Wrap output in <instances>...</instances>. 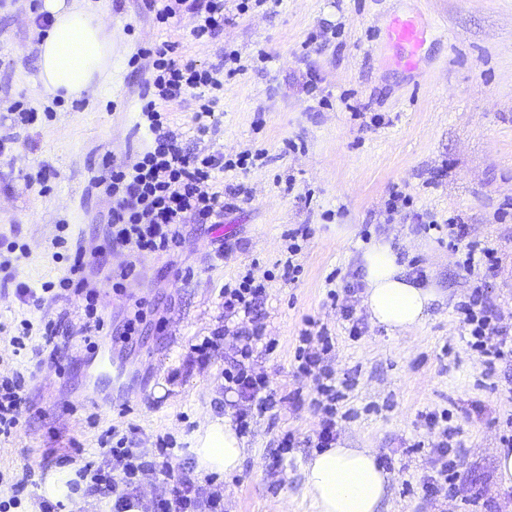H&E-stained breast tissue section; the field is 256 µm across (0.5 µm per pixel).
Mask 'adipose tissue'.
Returning a JSON list of instances; mask_svg holds the SVG:
<instances>
[{"label":"adipose tissue","mask_w":512,"mask_h":512,"mask_svg":"<svg viewBox=\"0 0 512 512\" xmlns=\"http://www.w3.org/2000/svg\"><path fill=\"white\" fill-rule=\"evenodd\" d=\"M42 11L51 19L38 46L44 91L65 100L88 95L112 73V33L101 6L93 0H43ZM362 266L363 304L374 325L394 335L429 318L436 289L409 279L388 245L368 246ZM198 448L204 471L228 476L240 470L245 456V440L227 418L209 424ZM303 476L314 512H378L389 483L374 449L340 445L314 452Z\"/></svg>","instance_id":"adipose-tissue-1"}]
</instances>
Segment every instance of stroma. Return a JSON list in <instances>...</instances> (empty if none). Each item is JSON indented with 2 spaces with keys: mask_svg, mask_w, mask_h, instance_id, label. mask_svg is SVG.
Returning a JSON list of instances; mask_svg holds the SVG:
<instances>
[{
  "mask_svg": "<svg viewBox=\"0 0 512 512\" xmlns=\"http://www.w3.org/2000/svg\"><path fill=\"white\" fill-rule=\"evenodd\" d=\"M240 2L224 0L223 34L197 41L188 20L159 28L146 0H106L112 80L65 101L39 83L42 31L29 0H0V137L11 139L0 155V378L26 373L30 400L21 430L0 438V502L26 476L31 483L14 512H41L46 499L62 501L65 512H110L111 500L66 482L82 458L98 457L104 431L131 426L134 448L146 455L157 437H170L196 484L223 493L224 512H312L301 469L315 451L321 411L312 380L294 367L312 317L336 338L331 365L344 384L338 443L377 449L389 462L380 512H512V486L494 480L496 450L512 436V360L486 369L456 311L483 284L512 329V0H264L246 12ZM397 16L428 31L413 70L388 37ZM159 39L177 42L209 69L238 56L240 73L219 75L208 133H196L194 99L168 110L191 152L233 159L247 151L257 161L225 173V184L242 185L249 196L225 213L218 231L189 224L170 255L135 262L120 250L108 254L106 269H91L105 331H120L134 303L147 315L132 342L101 343L112 355V374L103 377L87 359L79 297L62 290L34 307L15 288L62 276L58 233L80 241L87 259L97 257L112 202L91 192L90 181L104 155L132 164L150 140L137 125L150 70L136 53ZM18 100L36 111L34 123L14 124L9 107ZM396 191L408 202L388 208ZM421 220L468 225L467 242L494 250L498 270L467 271V243L451 248L437 228L417 232ZM302 225L310 235L296 258L302 271L290 282L282 277L288 232ZM220 236L233 246L218 260ZM371 242L389 243L408 273L423 270L442 293L411 332L390 336L371 324L351 338L327 297L361 281ZM131 262L136 272L115 294L112 273ZM248 273L266 284L261 313L273 345L255 352L253 368L268 377L276 405L245 432L239 472L201 474L197 435L208 419L238 408L224 381L234 341H219L204 364L192 347L223 329L220 291ZM57 318L72 360L62 376L16 356L12 342L21 321L37 328ZM97 386L125 393L127 415L89 399ZM296 390L302 403L288 400ZM426 412L446 413L459 443L455 488L432 500L420 484L438 466V433L426 426ZM287 432L297 446L273 464Z\"/></svg>",
  "mask_w": 512,
  "mask_h": 512,
  "instance_id": "stroma-1",
  "label": "stroma"
}]
</instances>
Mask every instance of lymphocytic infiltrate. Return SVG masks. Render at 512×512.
Instances as JSON below:
<instances>
[{"label":"lymphocytic infiltrate","mask_w":512,"mask_h":512,"mask_svg":"<svg viewBox=\"0 0 512 512\" xmlns=\"http://www.w3.org/2000/svg\"><path fill=\"white\" fill-rule=\"evenodd\" d=\"M183 12L193 20L190 34L195 40L215 38L224 30V0H162L155 18L165 24ZM140 54L150 59L153 69L147 82L153 98L141 108V118L153 137V144L131 165L114 157L106 158L102 173L92 182L93 188L112 201L106 248L125 249L138 258L174 251L184 238L183 228L188 222L222 223L225 211L237 207L243 191L237 188L223 192L217 185V175L236 167H247L249 161L245 154L237 160L226 161L183 151L166 103L184 98L193 90L218 87L219 81L211 70L198 67L182 55L176 42L162 40L141 48ZM88 267L82 247H75L58 281L43 283L38 290L21 282L16 286V294L22 302L39 304L44 295L55 288L74 289L85 301L84 343L86 350L93 351L99 347L104 320L98 312L97 293L88 287ZM264 292V284L255 282L253 276L247 274L237 287L225 288L221 293L224 318L232 322L230 334L238 343L237 357L225 368L224 380L239 398L251 404L250 409L238 410L235 416L236 426L242 431L250 426V410L263 413L274 405L268 380L254 373L248 364L263 338L258 305ZM457 312L472 338L471 348L484 357L486 366H493L496 360L505 357L507 336L511 332L501 326L483 287H475L467 300L459 303ZM333 348V338L326 328L314 319H307L295 351L296 370L313 380L317 394L324 399L317 432V445L321 448L335 445L338 435L336 373L328 361ZM23 390V374L0 381L1 437L11 436L22 425ZM424 419L428 426L439 430L434 451L440 467L436 474L424 476L422 480L424 495L430 498L442 483L451 479L453 464L448 455L453 448L455 431L440 426L435 413L425 414ZM102 454L103 461H87L68 485L74 491L83 486L88 494L114 497L113 512H126L131 507L134 500L131 490L145 473L155 474L169 484L170 492L142 502V512H224L223 494L218 491L201 493L191 476L179 470L177 456L166 439H159L155 454L150 456L120 442L103 448Z\"/></svg>","instance_id":"obj_1"}]
</instances>
